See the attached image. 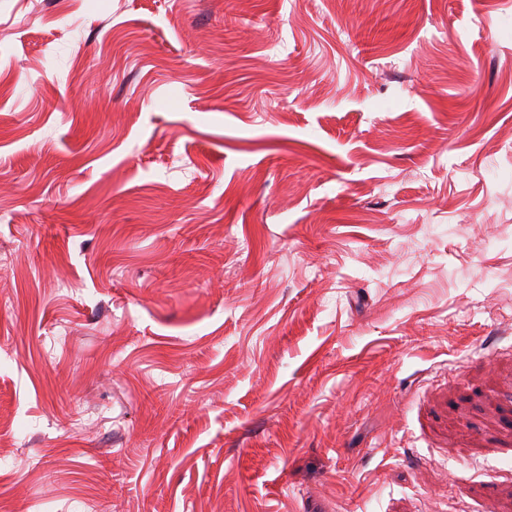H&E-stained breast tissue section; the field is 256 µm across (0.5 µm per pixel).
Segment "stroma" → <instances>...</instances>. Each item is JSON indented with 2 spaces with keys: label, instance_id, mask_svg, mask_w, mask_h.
Instances as JSON below:
<instances>
[{
  "label": "stroma",
  "instance_id": "1",
  "mask_svg": "<svg viewBox=\"0 0 512 512\" xmlns=\"http://www.w3.org/2000/svg\"><path fill=\"white\" fill-rule=\"evenodd\" d=\"M0 512H512V0H0Z\"/></svg>",
  "mask_w": 512,
  "mask_h": 512
}]
</instances>
